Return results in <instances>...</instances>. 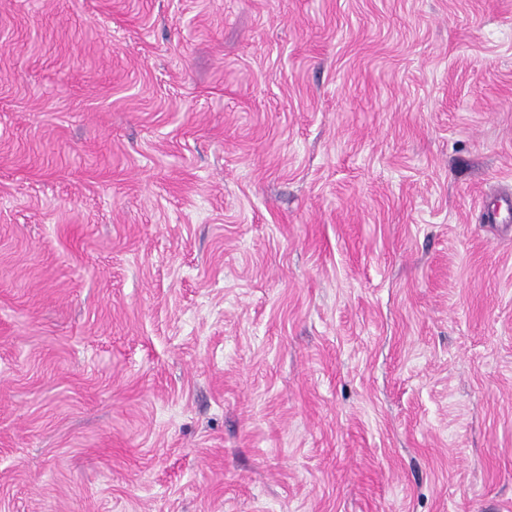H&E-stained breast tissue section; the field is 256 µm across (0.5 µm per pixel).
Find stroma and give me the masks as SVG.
I'll return each instance as SVG.
<instances>
[{"label":"stroma","instance_id":"35a3bbf8","mask_svg":"<svg viewBox=\"0 0 512 512\" xmlns=\"http://www.w3.org/2000/svg\"><path fill=\"white\" fill-rule=\"evenodd\" d=\"M0 512H512V0H0Z\"/></svg>","mask_w":512,"mask_h":512}]
</instances>
